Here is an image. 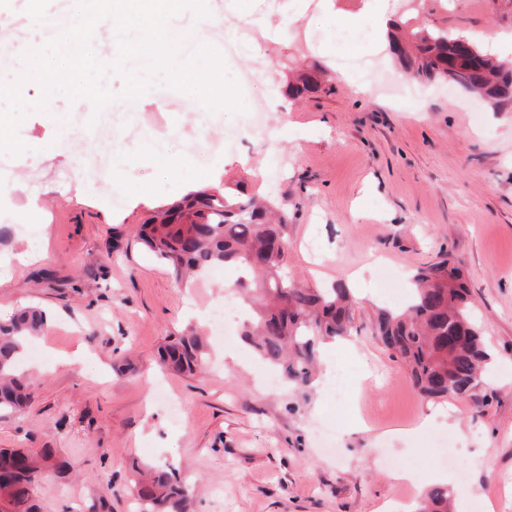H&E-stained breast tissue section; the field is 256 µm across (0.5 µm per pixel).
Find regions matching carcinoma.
<instances>
[{"instance_id": "cac0c4a2", "label": "carcinoma", "mask_w": 512, "mask_h": 512, "mask_svg": "<svg viewBox=\"0 0 512 512\" xmlns=\"http://www.w3.org/2000/svg\"><path fill=\"white\" fill-rule=\"evenodd\" d=\"M392 46L405 75L415 81H444L448 63L465 62L458 38L441 30L399 26ZM481 65L469 70L472 92L497 105L512 99V62H500L475 43ZM288 212L277 214L255 196L221 201L207 191L186 198L185 204L158 214L141 225L138 239L164 260L177 282L202 276L215 265H235L246 271L236 284L243 301L253 308L242 336L258 356L277 367L296 385L311 381L315 339L348 335L356 302L342 285L312 290L283 272ZM413 295L406 309H380L378 336L409 368L419 393L430 399L478 402L483 368L491 359L470 318L475 299L448 253L419 268L412 277ZM46 316L26 309L0 322V411L21 412L32 402L30 384L16 372L27 341L40 334ZM157 363L174 372L193 375L205 363L199 336H170L158 350ZM53 449L39 452L0 448V512H40L36 487L49 472L62 477L67 464L56 461ZM136 495L141 512H188L189 490L168 468L137 469ZM450 491L433 486L423 495L418 512H449Z\"/></svg>"}]
</instances>
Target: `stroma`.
Returning <instances> with one entry per match:
<instances>
[{
	"instance_id": "stroma-1",
	"label": "stroma",
	"mask_w": 512,
	"mask_h": 512,
	"mask_svg": "<svg viewBox=\"0 0 512 512\" xmlns=\"http://www.w3.org/2000/svg\"><path fill=\"white\" fill-rule=\"evenodd\" d=\"M366 2L210 0V16L247 18L273 44L222 56L230 77L269 75L242 90V113L200 110L162 82L138 111L114 101L112 132L98 139L83 132L88 99L46 98L65 133L27 111L18 134L31 151L0 177V266L13 267L0 315L35 304L50 323L26 346L33 402L0 414V448H52L69 463L66 478L36 490L41 512H137L135 460L188 479L192 512H413L443 455L466 471L451 488L459 512H479L483 498L512 512V102L494 107L447 84L414 98L381 87L364 96V58L400 70L386 33L332 38L336 19ZM394 19L480 45L487 31H512V0H428ZM295 25L309 43L302 52L282 37ZM318 68L320 91L289 98V82ZM78 150L106 154V172L76 166ZM202 189L271 198L288 211V272L310 288H352L354 328L331 355V377L265 387L272 369L238 325L208 338L202 372L156 369L166 337L207 329L237 277L216 266L178 286L139 243L141 224ZM32 197L40 221L19 223ZM443 249L470 284L491 354L482 405L423 398L376 338L377 308L396 305L394 289ZM26 250L39 260L18 265ZM72 354L77 363L65 364ZM122 360L135 371L119 378L112 364ZM433 409L430 431L416 432ZM352 421L360 429L346 431ZM407 468L417 481L392 480Z\"/></svg>"
}]
</instances>
